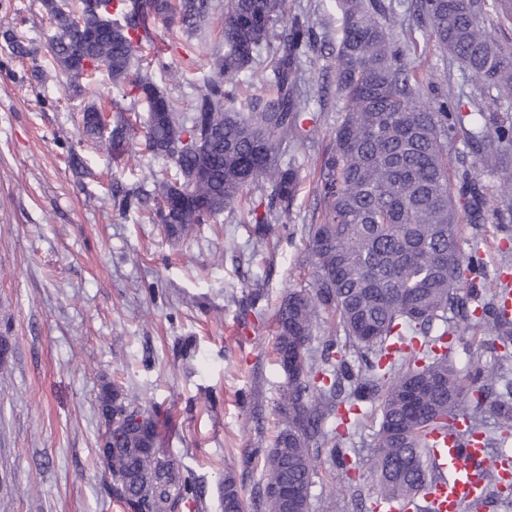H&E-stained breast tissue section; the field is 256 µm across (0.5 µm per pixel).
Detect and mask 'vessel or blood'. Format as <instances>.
I'll return each mask as SVG.
<instances>
[{
	"instance_id": "vessel-or-blood-1",
	"label": "vessel or blood",
	"mask_w": 512,
	"mask_h": 512,
	"mask_svg": "<svg viewBox=\"0 0 512 512\" xmlns=\"http://www.w3.org/2000/svg\"><path fill=\"white\" fill-rule=\"evenodd\" d=\"M432 439L441 478L427 483L416 497L378 499L374 512H464L485 500L491 472L501 485L512 486V456L491 457L482 435L469 432L466 418L457 417L447 432L434 433Z\"/></svg>"
}]
</instances>
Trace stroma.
I'll list each match as a JSON object with an SVG mask.
<instances>
[{"instance_id": "stroma-1", "label": "stroma", "mask_w": 512, "mask_h": 512, "mask_svg": "<svg viewBox=\"0 0 512 512\" xmlns=\"http://www.w3.org/2000/svg\"><path fill=\"white\" fill-rule=\"evenodd\" d=\"M407 61L429 82V96L456 113L494 106L479 81L427 36L411 0H391ZM225 0H212L206 31L190 54H163L172 76L162 89L190 114L219 50ZM307 17L320 45L301 54L299 90L311 119L308 140L287 145L283 162L299 171L287 229L256 239L247 205L171 236L138 209L120 211L112 192L152 186L169 168L131 140L123 156L82 138L85 106L111 110L122 92L99 74L75 95L45 44L53 32L42 0H0V512H122L98 457V395L106 383L137 394L159 422L161 440L198 478L204 512H223L225 473L254 500L257 448L283 427L288 380L276 363L274 314L286 290L311 287L307 231L319 223L317 171L339 117L330 69L341 17L328 0H287ZM30 47L13 53L12 44ZM452 166L475 169L493 187L504 176L460 138L448 140ZM467 239L485 240L489 273H512V204L488 206L483 223L462 216ZM264 294L254 298L253 282ZM461 370L501 359L503 349L461 329L449 350ZM377 422L344 438L358 478L321 463L310 487L328 512H369Z\"/></svg>"}]
</instances>
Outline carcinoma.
<instances>
[{
	"mask_svg": "<svg viewBox=\"0 0 512 512\" xmlns=\"http://www.w3.org/2000/svg\"><path fill=\"white\" fill-rule=\"evenodd\" d=\"M342 17L333 69L341 121L319 171L321 220L308 230L311 290H289L275 310V352L288 378L280 412L284 427L262 450L261 512H312L310 485L322 452L345 473L356 469L340 439L375 409L381 412L372 475L378 496L415 495L437 478L429 436L467 416L483 429V416L512 429V402L493 397L503 364L479 363L463 374L448 356V324L455 310L484 343L512 346V320L498 315L497 279L479 259V242L462 249L463 228L453 192L448 136L482 146L483 157L507 162L512 117L477 107L469 122L448 113V102L426 96L397 44L398 15L382 0H329ZM55 25L48 51L61 70L80 79L106 68L130 99L109 124L82 117L91 142L116 154L136 134L126 116L143 104L152 124L145 148L170 161L175 177L138 187L118 201L122 210H146L152 222L175 235L205 224L261 185L265 210L252 205L248 223L260 239L290 219L298 170L280 162L286 143L303 142L307 113L296 73L300 51L314 45L307 19L288 16L287 0H225L222 48L212 61L194 112L184 116L158 85L155 74L132 72L138 53L155 48L157 26L191 40L209 16L210 0H113L119 19L108 36L90 41L104 25L77 0L65 11L43 0ZM429 38L483 84L495 102L512 101V46L488 32L493 12L512 23V0H414ZM272 51L258 68L260 50ZM259 69L270 97L252 98L248 115L234 107L236 79ZM461 196L480 220L490 198L512 199V175L493 190L470 169L457 171ZM326 314L342 329L348 347L314 330ZM111 441L112 497L127 512H202L203 491L163 448L156 418L136 396L106 385L98 396ZM224 508L245 512L241 487L224 478Z\"/></svg>",
	"mask_w": 512,
	"mask_h": 512,
	"instance_id": "carcinoma-1",
	"label": "carcinoma"
}]
</instances>
